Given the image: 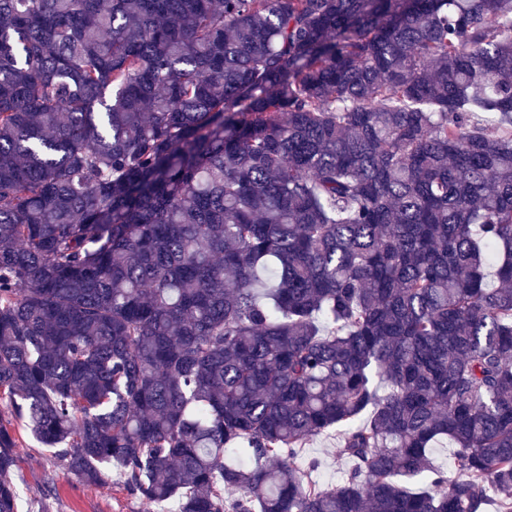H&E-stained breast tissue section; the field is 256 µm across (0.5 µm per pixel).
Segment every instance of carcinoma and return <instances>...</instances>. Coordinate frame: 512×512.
<instances>
[{"label":"carcinoma","mask_w":512,"mask_h":512,"mask_svg":"<svg viewBox=\"0 0 512 512\" xmlns=\"http://www.w3.org/2000/svg\"><path fill=\"white\" fill-rule=\"evenodd\" d=\"M2 399L176 512H512V0H0ZM301 454L319 462L316 479L322 487L336 485L351 463L338 452L336 432H329L313 438L306 448H301ZM448 443H440L430 451L433 464L448 472V475L457 474V462L454 455V448Z\"/></svg>","instance_id":"carcinoma-1"}]
</instances>
